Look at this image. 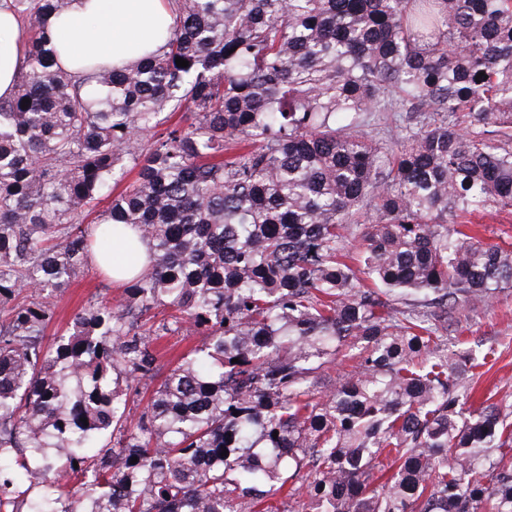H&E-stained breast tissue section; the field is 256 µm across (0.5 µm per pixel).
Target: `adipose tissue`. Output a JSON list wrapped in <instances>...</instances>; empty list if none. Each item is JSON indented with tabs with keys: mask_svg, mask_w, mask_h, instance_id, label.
<instances>
[{
	"mask_svg": "<svg viewBox=\"0 0 512 512\" xmlns=\"http://www.w3.org/2000/svg\"><path fill=\"white\" fill-rule=\"evenodd\" d=\"M167 0H72L54 23L56 44L64 48L71 70H82L94 60L121 68L156 53L173 26ZM21 23L13 11L0 6V96H8L16 81L22 56ZM144 243L129 245L114 239L108 256H94L93 263L113 279L142 264Z\"/></svg>",
	"mask_w": 512,
	"mask_h": 512,
	"instance_id": "1",
	"label": "adipose tissue"
}]
</instances>
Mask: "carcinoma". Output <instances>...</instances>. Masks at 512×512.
Returning a JSON list of instances; mask_svg holds the SVG:
<instances>
[{"label": "carcinoma", "instance_id": "1", "mask_svg": "<svg viewBox=\"0 0 512 512\" xmlns=\"http://www.w3.org/2000/svg\"><path fill=\"white\" fill-rule=\"evenodd\" d=\"M70 2L8 5L0 512H281L302 472L288 512H512V413L467 407L444 336L512 287V247L458 226L512 210V0H170L156 54L81 76L48 36ZM375 112L423 122L385 148ZM128 229L152 258L127 303L45 339V289ZM183 330L204 344L128 422L147 337ZM0 2V96L7 97L16 81L22 57L21 23L13 11ZM356 352L357 350L354 347H345L334 362L327 364L326 369L321 371L319 375L317 384L319 392L324 394L334 389L336 382L350 370L349 366L352 362L348 359L349 355Z\"/></svg>", "mask_w": 512, "mask_h": 512}]
</instances>
